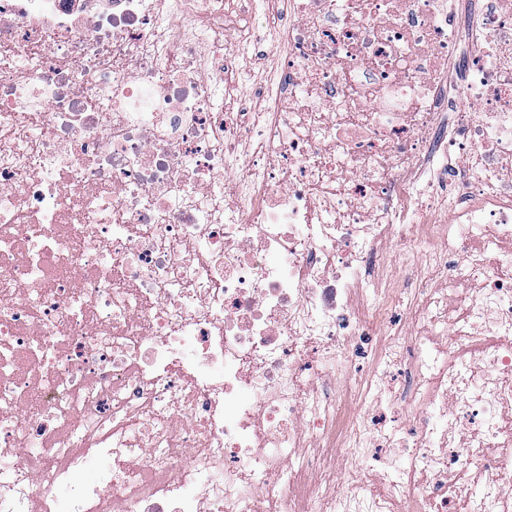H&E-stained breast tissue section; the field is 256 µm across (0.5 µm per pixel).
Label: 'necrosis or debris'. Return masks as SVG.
Segmentation results:
<instances>
[{
	"label": "necrosis or debris",
	"mask_w": 512,
	"mask_h": 512,
	"mask_svg": "<svg viewBox=\"0 0 512 512\" xmlns=\"http://www.w3.org/2000/svg\"><path fill=\"white\" fill-rule=\"evenodd\" d=\"M456 6L0 0V512H512V0L461 89Z\"/></svg>",
	"instance_id": "necrosis-or-debris-1"
}]
</instances>
